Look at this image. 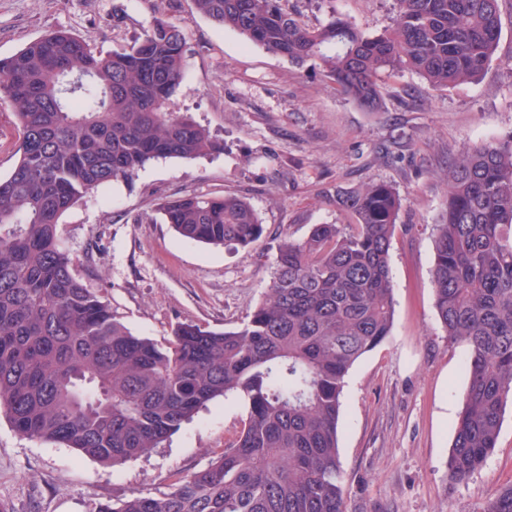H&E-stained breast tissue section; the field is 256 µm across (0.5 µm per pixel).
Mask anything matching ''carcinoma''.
Returning a JSON list of instances; mask_svg holds the SVG:
<instances>
[{
    "instance_id": "1",
    "label": "carcinoma",
    "mask_w": 512,
    "mask_h": 512,
    "mask_svg": "<svg viewBox=\"0 0 512 512\" xmlns=\"http://www.w3.org/2000/svg\"><path fill=\"white\" fill-rule=\"evenodd\" d=\"M214 26L322 72L366 112L382 74L410 70L434 90L471 83L494 55L501 0H393L369 36L332 14L309 26L284 0H192ZM185 36L154 18L133 46L102 53L56 31L0 59V103L18 118L19 160L0 177V416L35 441L116 468L160 447L207 404L247 412L235 440L160 495L98 512H346L338 457L345 377L391 335L390 246L403 198L390 184L336 191L352 224L284 237L268 293L233 329L177 324L163 344L134 335L75 273L62 216L101 186L159 158L222 145L167 110L182 82ZM436 225L435 309L468 349L448 476L464 482L496 447L512 401V138L448 163ZM181 237L215 247L263 235L234 195H183L160 206ZM484 512H512V485Z\"/></svg>"
}]
</instances>
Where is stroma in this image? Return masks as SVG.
I'll return each mask as SVG.
<instances>
[{"label": "stroma", "mask_w": 512, "mask_h": 512, "mask_svg": "<svg viewBox=\"0 0 512 512\" xmlns=\"http://www.w3.org/2000/svg\"><path fill=\"white\" fill-rule=\"evenodd\" d=\"M393 0H288L315 26L336 14L368 35L389 23ZM185 36V69L169 108L223 139L219 153L158 159L133 179L95 190L62 218L76 272L129 330L165 342L181 322L240 324L265 297L283 237L349 224L337 189L392 184L404 199L390 247L394 322L389 339L346 377L338 453L347 512H484L512 483V405L494 452L463 484L448 478L454 422L467 385V350L448 340L434 307L433 244L450 161L512 137V0L481 79L443 91L405 71L382 75L381 111L366 112L317 67H299L230 29L191 0H0V58L56 30L102 52L129 48L153 18ZM414 98H405V90ZM185 193L247 199L264 233L213 247L179 237L158 210ZM246 417L216 400L163 447L112 469L61 444L31 441L0 417V512H96L138 493L169 491L234 439Z\"/></svg>", "instance_id": "1"}]
</instances>
